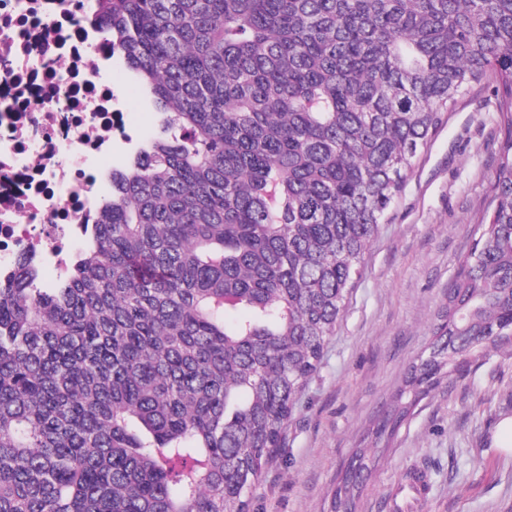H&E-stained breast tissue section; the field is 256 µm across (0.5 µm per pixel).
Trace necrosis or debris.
<instances>
[{"label":"necrosis or debris","mask_w":512,"mask_h":512,"mask_svg":"<svg viewBox=\"0 0 512 512\" xmlns=\"http://www.w3.org/2000/svg\"><path fill=\"white\" fill-rule=\"evenodd\" d=\"M98 0H0V288L20 259L63 279L112 198L133 81Z\"/></svg>","instance_id":"obj_1"}]
</instances>
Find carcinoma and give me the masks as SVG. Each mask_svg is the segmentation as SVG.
Instances as JSON below:
<instances>
[{"instance_id": "1", "label": "carcinoma", "mask_w": 512, "mask_h": 512, "mask_svg": "<svg viewBox=\"0 0 512 512\" xmlns=\"http://www.w3.org/2000/svg\"><path fill=\"white\" fill-rule=\"evenodd\" d=\"M102 2L159 124L67 276L23 259L0 288V512H249L379 224L489 70V222L377 438L512 342V0Z\"/></svg>"}]
</instances>
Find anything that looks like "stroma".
I'll return each mask as SVG.
<instances>
[{
    "label": "stroma",
    "instance_id": "1",
    "mask_svg": "<svg viewBox=\"0 0 512 512\" xmlns=\"http://www.w3.org/2000/svg\"><path fill=\"white\" fill-rule=\"evenodd\" d=\"M503 138L498 79L487 73L450 109L420 153L364 256L362 275L251 496V512H328L341 469L426 349L473 225L491 211ZM512 347L488 350L442 382L398 430L356 512H393L407 469L427 470L413 512H512Z\"/></svg>",
    "mask_w": 512,
    "mask_h": 512
}]
</instances>
